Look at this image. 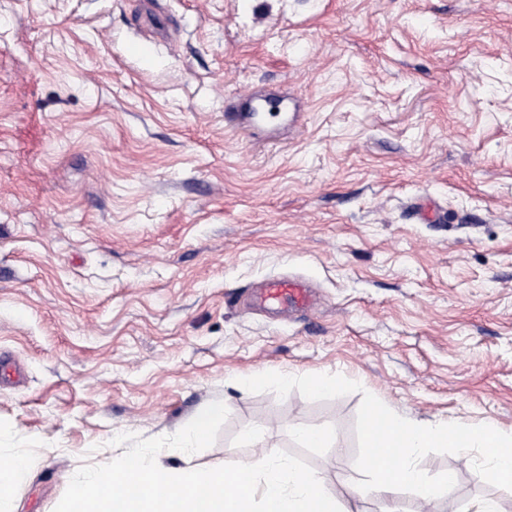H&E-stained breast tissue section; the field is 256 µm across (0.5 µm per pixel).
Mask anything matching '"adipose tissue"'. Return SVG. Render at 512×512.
<instances>
[{"label":"adipose tissue","instance_id":"obj_1","mask_svg":"<svg viewBox=\"0 0 512 512\" xmlns=\"http://www.w3.org/2000/svg\"><path fill=\"white\" fill-rule=\"evenodd\" d=\"M366 447L383 449L378 458H367L370 487L383 502V512H400L398 495L405 489L419 491L423 508L449 495L455 473L431 476L420 465L429 448L457 449L461 463L470 451L483 449L494 477L512 485V437L489 424L407 420L375 402L365 413ZM247 438L257 443V461L206 476L185 468L173 471L143 461L123 462L108 473L96 472L73 481L65 512H251L254 496L262 498V512H345L343 501L355 493L351 484L329 487L317 471H300L279 459L276 448L262 443L261 428H251ZM261 484H254L253 474ZM121 494H114V486Z\"/></svg>","mask_w":512,"mask_h":512}]
</instances>
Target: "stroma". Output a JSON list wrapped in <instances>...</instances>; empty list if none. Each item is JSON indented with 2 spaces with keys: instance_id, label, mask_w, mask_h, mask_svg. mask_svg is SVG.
Returning a JSON list of instances; mask_svg holds the SVG:
<instances>
[{
  "instance_id": "obj_1",
  "label": "stroma",
  "mask_w": 512,
  "mask_h": 512,
  "mask_svg": "<svg viewBox=\"0 0 512 512\" xmlns=\"http://www.w3.org/2000/svg\"><path fill=\"white\" fill-rule=\"evenodd\" d=\"M276 275L320 307L253 305ZM2 359L16 512L129 458L249 461L248 426L364 485L375 400L512 434V0H0ZM422 463L456 473L437 512H512L479 453ZM223 413V407L215 406L210 408L204 415L195 418L184 433V441L189 444L201 442L208 432L210 420ZM299 438L303 443L316 447L337 448L338 446L336 444V433L329 426L313 429L302 428L299 431Z\"/></svg>"
}]
</instances>
